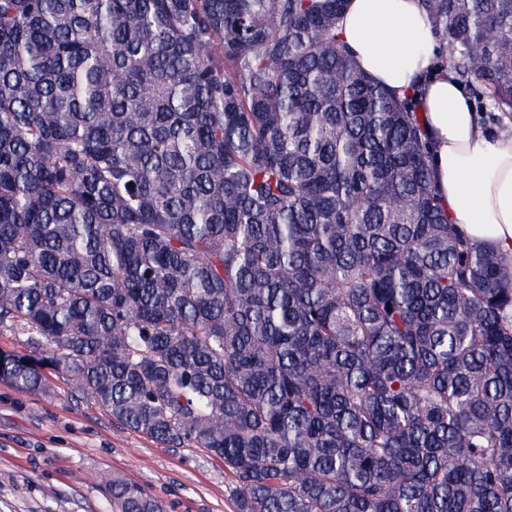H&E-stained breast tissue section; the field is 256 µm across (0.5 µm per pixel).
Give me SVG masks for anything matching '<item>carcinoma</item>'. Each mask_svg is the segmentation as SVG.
<instances>
[{
    "label": "carcinoma",
    "instance_id": "cac0c4a2",
    "mask_svg": "<svg viewBox=\"0 0 512 512\" xmlns=\"http://www.w3.org/2000/svg\"><path fill=\"white\" fill-rule=\"evenodd\" d=\"M344 3L0 0V382L204 449L234 512H512V257ZM424 3L511 118L512 0Z\"/></svg>",
    "mask_w": 512,
    "mask_h": 512
}]
</instances>
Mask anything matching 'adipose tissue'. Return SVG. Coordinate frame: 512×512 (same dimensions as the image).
Listing matches in <instances>:
<instances>
[{
	"label": "adipose tissue",
	"instance_id": "ef3b65f1",
	"mask_svg": "<svg viewBox=\"0 0 512 512\" xmlns=\"http://www.w3.org/2000/svg\"><path fill=\"white\" fill-rule=\"evenodd\" d=\"M336 33L365 73L411 99L450 222L512 256V135L483 130L423 0H346Z\"/></svg>",
	"mask_w": 512,
	"mask_h": 512
}]
</instances>
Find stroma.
Instances as JSON below:
<instances>
[{"mask_svg": "<svg viewBox=\"0 0 512 512\" xmlns=\"http://www.w3.org/2000/svg\"><path fill=\"white\" fill-rule=\"evenodd\" d=\"M114 473L165 512H234L224 464L203 449L163 447L57 378L43 395L0 383V512H112L102 479Z\"/></svg>", "mask_w": 512, "mask_h": 512, "instance_id": "35a3bbf8", "label": "stroma"}]
</instances>
